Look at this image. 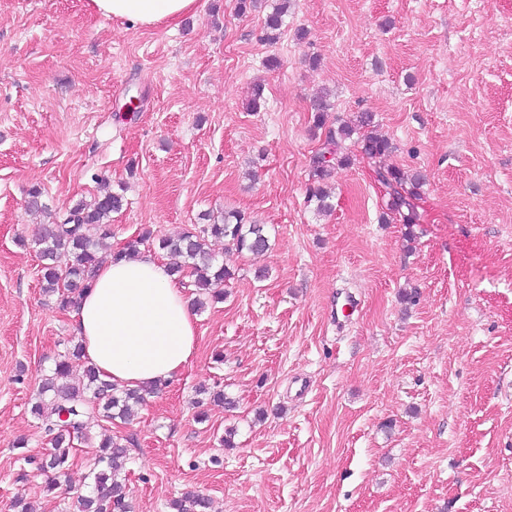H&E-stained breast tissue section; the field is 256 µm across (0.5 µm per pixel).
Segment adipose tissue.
<instances>
[{"instance_id": "1", "label": "adipose tissue", "mask_w": 512, "mask_h": 512, "mask_svg": "<svg viewBox=\"0 0 512 512\" xmlns=\"http://www.w3.org/2000/svg\"><path fill=\"white\" fill-rule=\"evenodd\" d=\"M105 18L151 27L195 11L197 0H91ZM197 317L166 262L140 253L97 269L73 312L87 361L107 380L135 388L167 382L191 362Z\"/></svg>"}]
</instances>
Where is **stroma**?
Returning <instances> with one entry per match:
<instances>
[{"label": "stroma", "mask_w": 512, "mask_h": 512, "mask_svg": "<svg viewBox=\"0 0 512 512\" xmlns=\"http://www.w3.org/2000/svg\"><path fill=\"white\" fill-rule=\"evenodd\" d=\"M270 9L199 0L142 27L90 0H0V512L20 494L77 512L91 483L84 445L53 496L25 463L47 446L39 384L76 342L32 240L107 191L125 202L104 261L143 227L232 209L271 244L210 239L235 277L198 311L190 365L131 421L88 419L129 449L134 512L192 491L211 512H512V0H291L273 43ZM323 90L328 126L370 112L395 145L381 160L342 142L327 215L307 201ZM384 163L425 177L418 224L383 223ZM202 384L236 408L196 406Z\"/></svg>", "instance_id": "1"}]
</instances>
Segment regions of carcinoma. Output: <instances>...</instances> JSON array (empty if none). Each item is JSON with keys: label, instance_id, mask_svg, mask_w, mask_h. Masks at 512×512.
I'll use <instances>...</instances> for the list:
<instances>
[{"label": "carcinoma", "instance_id": "obj_1", "mask_svg": "<svg viewBox=\"0 0 512 512\" xmlns=\"http://www.w3.org/2000/svg\"><path fill=\"white\" fill-rule=\"evenodd\" d=\"M290 0H279L264 19V39L276 41L282 34ZM332 108L330 98L322 95L312 102L315 127L325 124V114ZM374 114L360 112L351 122H343L328 129L323 147L309 160L311 184L307 202L314 203L319 213L332 209L330 194L325 185L333 178L337 168L349 164L350 157L340 154L341 142L357 138L361 152L370 158H381L393 151L391 141L372 133ZM377 181L393 189L387 211L400 217L402 223H419L413 200L420 196L425 183L422 175H409L396 166L379 169ZM124 205V196L107 193L93 202L76 204L62 221L44 224L34 245L41 264L42 290L55 297L60 311L73 310L83 290L90 286L99 267L98 250L101 245L98 231L109 221L110 215ZM221 238L227 249L238 254L261 253L270 248L265 225L250 222L238 211L224 214V223L203 224L185 229L176 237L157 236L150 229L144 230L137 243L113 253V257H133L137 245L148 241L158 243V248L183 258V263L172 268L180 272L187 268V286L205 299L196 300L198 308L204 300L224 301V285L235 276V271L217 263L206 249L208 238ZM82 358L81 345L67 349L59 355L52 374L40 386L39 400L32 407L41 417L45 433L50 437V451L32 460L36 469L48 474L45 490H57L73 464L75 444H85L93 449L89 477L93 483L90 495L80 500L81 512H131L126 485L119 479L128 460V448L112 436L103 437L99 443L91 442L84 432L86 419L100 414L110 420L126 421L133 409L142 405L146 396L157 394L165 385H148L139 388H117L106 380L94 366L86 367L85 379L80 384L68 381L70 359ZM173 512H208L210 500L200 493H189L170 504Z\"/></svg>", "mask_w": 512, "mask_h": 512}]
</instances>
